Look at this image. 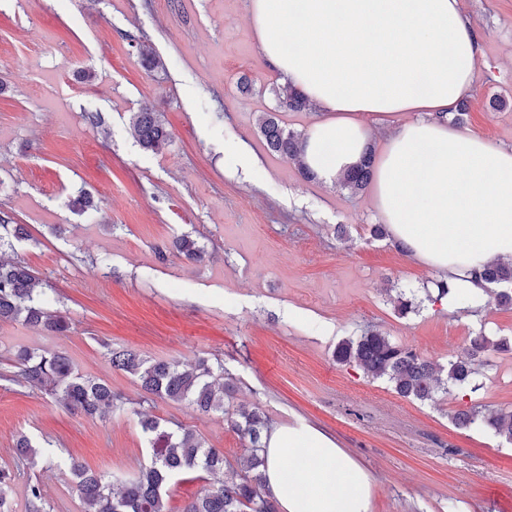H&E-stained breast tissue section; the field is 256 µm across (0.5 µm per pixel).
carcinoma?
<instances>
[{
  "label": "carcinoma",
  "mask_w": 512,
  "mask_h": 512,
  "mask_svg": "<svg viewBox=\"0 0 512 512\" xmlns=\"http://www.w3.org/2000/svg\"><path fill=\"white\" fill-rule=\"evenodd\" d=\"M278 109L301 112L310 107L308 99L288 84L272 88ZM131 127L141 146L159 152L169 142V134L157 114L143 109L130 117ZM260 132L269 151L293 162L301 174H311L301 160L300 135L281 124L278 113L265 112L259 118ZM373 175L372 157L345 172L342 187L351 193L363 191ZM25 239L24 228L12 223L7 214L0 216V321L18 322L47 333H63L68 322L48 307L46 283L19 258L5 259L1 254L15 249ZM485 296H494L500 305L512 306V260L494 262L476 273ZM112 368L135 377L147 394L144 402L156 398L186 401L203 414L224 416L231 428L246 442L238 480L226 483L218 479L224 473V452L208 448L190 428H172L161 419L137 411L140 426L150 448V461L129 478L115 481L103 473L73 464L71 474L84 503V512H277L276 500L265 479L264 437L269 429L266 415L257 407L231 404L233 387L224 381V365L202 360L190 367L176 361L148 360L128 348L102 343ZM489 351H512L506 340L492 339L480 331L466 338L461 351L447 365L424 360L413 348L392 341L385 334L366 329L361 335L341 340L335 358L340 363H356L374 378H384L404 398L428 401L443 387L463 389L480 373ZM8 360L13 370L1 379L31 391H44L73 414L91 420H104L122 402L108 383L81 373L62 353L49 349L19 346ZM459 429L488 431L512 442V411L487 412L472 403L457 410L452 418ZM16 467L33 468L42 463L54 465L52 454L31 443L21 434L15 440ZM203 472L215 481L189 497L181 508L169 505V480L180 473ZM10 472L0 469V512H12ZM26 512H50L51 505L40 485H28Z\"/></svg>",
  "instance_id": "obj_1"
}]
</instances>
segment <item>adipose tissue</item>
Masks as SVG:
<instances>
[{"mask_svg":"<svg viewBox=\"0 0 512 512\" xmlns=\"http://www.w3.org/2000/svg\"><path fill=\"white\" fill-rule=\"evenodd\" d=\"M258 51L319 111L302 161L337 183L391 127L372 206L392 240L449 288L512 258V148L448 127L480 44L459 0H250ZM266 477L280 512H369L368 474L322 432L273 427Z\"/></svg>","mask_w":512,"mask_h":512,"instance_id":"adipose-tissue-1","label":"adipose tissue"}]
</instances>
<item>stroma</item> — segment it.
<instances>
[{
    "label": "stroma",
    "mask_w": 512,
    "mask_h": 512,
    "mask_svg": "<svg viewBox=\"0 0 512 512\" xmlns=\"http://www.w3.org/2000/svg\"><path fill=\"white\" fill-rule=\"evenodd\" d=\"M460 3L481 46L464 128L512 148V0ZM143 45L158 68L143 66ZM281 82L248 0H0V211L25 227L16 252L70 323L52 336L0 322V366L14 345L61 351L124 402L92 421L0 381V468L21 433L57 460L16 471L14 512L31 483L53 512H82L71 461L110 474L148 461L144 392L112 368L106 341L151 360H221L233 404L322 431L368 474L369 512H512V443L457 429V390L404 398L333 356L369 325L444 365L472 333L512 338V308L473 315L438 299V273L370 237L369 193L305 179L269 153L258 118ZM144 106L170 135L158 154L130 127ZM82 191L95 218L68 205ZM182 237L205 258L178 254ZM409 288L420 308L401 317ZM475 383L472 401L512 409V352L489 353ZM151 412L223 449L233 478L243 444L221 416L160 399Z\"/></svg>",
    "instance_id": "stroma-1"
}]
</instances>
